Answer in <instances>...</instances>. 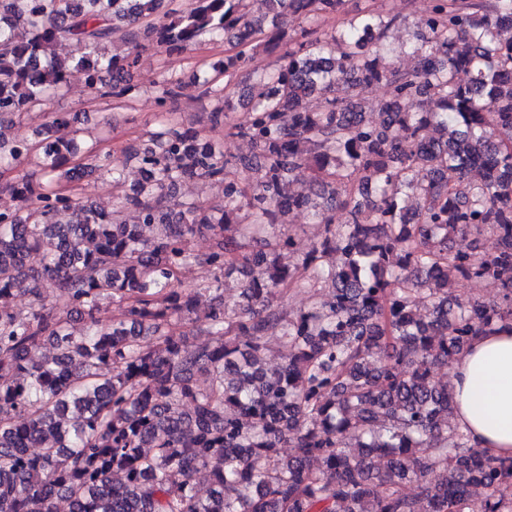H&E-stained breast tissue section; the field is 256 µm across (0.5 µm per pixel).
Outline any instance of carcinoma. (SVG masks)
Listing matches in <instances>:
<instances>
[{
	"instance_id": "obj_1",
	"label": "carcinoma",
	"mask_w": 512,
	"mask_h": 512,
	"mask_svg": "<svg viewBox=\"0 0 512 512\" xmlns=\"http://www.w3.org/2000/svg\"><path fill=\"white\" fill-rule=\"evenodd\" d=\"M166 2L0 0V116L39 114L74 71L121 98L145 43L171 53L222 36L234 52L201 82L224 103L211 125L259 158L243 183L217 141L169 114L126 149L141 172L127 187L110 154L63 133L68 112L50 113L35 142L0 132V168L35 166L3 185L16 205L0 209V512H56L58 498L71 512H512V458L470 445L435 377L474 337L512 326V0H435L409 69L382 44L393 18L265 0L274 22L343 18L251 75L242 123L230 111L245 48L277 46L266 19L247 0ZM62 39L74 53H56ZM117 39L121 58L107 52ZM380 83L388 96L374 104ZM181 84L164 78L158 98ZM315 94L319 112L306 106ZM301 168L317 189L298 185ZM93 171L112 176L109 210L75 192ZM186 179L224 183V201L180 199ZM296 209L325 236L289 266L292 237L274 229ZM200 236L210 252L192 248ZM192 265L242 270L241 301L226 305L217 278L182 287ZM455 275L501 283L507 307L454 293ZM289 290L308 296L304 310L277 304ZM20 294L24 315L8 307ZM187 321L207 340L189 345L176 331ZM271 336L288 348L272 368ZM46 344L53 357H35Z\"/></svg>"
}]
</instances>
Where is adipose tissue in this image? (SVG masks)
I'll use <instances>...</instances> for the list:
<instances>
[{
	"instance_id": "obj_1",
	"label": "adipose tissue",
	"mask_w": 512,
	"mask_h": 512,
	"mask_svg": "<svg viewBox=\"0 0 512 512\" xmlns=\"http://www.w3.org/2000/svg\"><path fill=\"white\" fill-rule=\"evenodd\" d=\"M454 419L472 445L496 457L512 456V328L476 337L451 371Z\"/></svg>"
}]
</instances>
